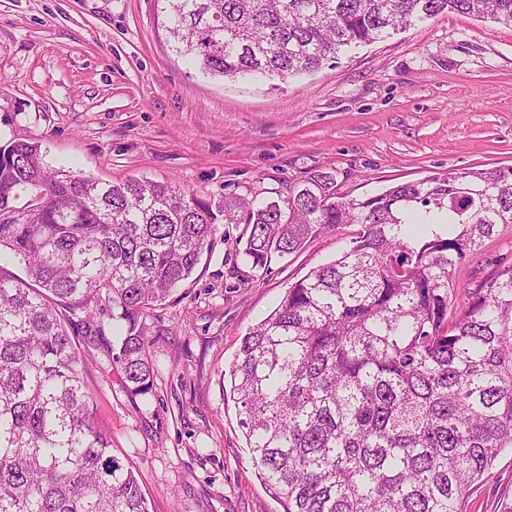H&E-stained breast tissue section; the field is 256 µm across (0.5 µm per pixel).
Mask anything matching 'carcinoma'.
<instances>
[{
	"label": "carcinoma",
	"instance_id": "obj_1",
	"mask_svg": "<svg viewBox=\"0 0 512 512\" xmlns=\"http://www.w3.org/2000/svg\"><path fill=\"white\" fill-rule=\"evenodd\" d=\"M172 50L211 78L281 81L448 11L512 27V0H162ZM312 169L283 195L207 201L52 167L0 144V512H148L93 417L62 310L116 332L124 383L149 393L139 314L189 278L220 224L247 263L343 224L362 232L288 288L228 370L247 448L283 512H463L512 449V265L455 296V272L512 224V165L451 168L364 199ZM108 303V321L98 317Z\"/></svg>",
	"mask_w": 512,
	"mask_h": 512
}]
</instances>
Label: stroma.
<instances>
[{"mask_svg": "<svg viewBox=\"0 0 512 512\" xmlns=\"http://www.w3.org/2000/svg\"><path fill=\"white\" fill-rule=\"evenodd\" d=\"M104 182L171 183L203 199L287 191L312 169L363 199L451 168L512 165V27L456 12L358 47L288 82L220 81L170 48L156 0H0V141ZM346 224L254 269L241 224L220 225L186 280L148 310V394L71 322L94 421L149 512H283L261 481L222 379L288 288L356 236ZM512 263L498 225L455 275L456 296ZM466 512H512V451Z\"/></svg>", "mask_w": 512, "mask_h": 512, "instance_id": "1", "label": "stroma"}]
</instances>
